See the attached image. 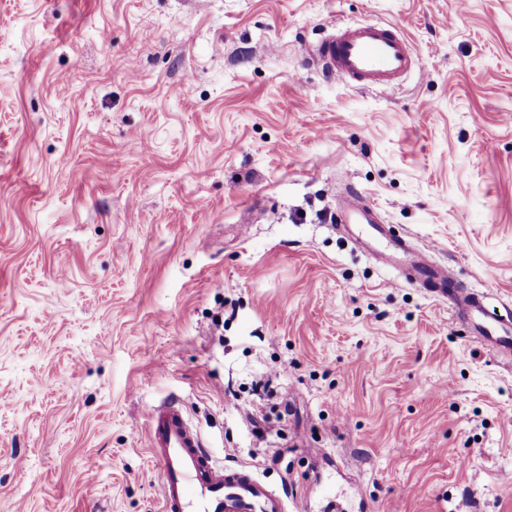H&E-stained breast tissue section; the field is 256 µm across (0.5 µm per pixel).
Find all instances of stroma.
Returning a JSON list of instances; mask_svg holds the SVG:
<instances>
[{
  "label": "stroma",
  "instance_id": "1",
  "mask_svg": "<svg viewBox=\"0 0 512 512\" xmlns=\"http://www.w3.org/2000/svg\"><path fill=\"white\" fill-rule=\"evenodd\" d=\"M368 22L397 88L313 59ZM348 189L512 314V0H0V512H159L166 397L287 512H512V360ZM390 28L381 23L339 28L318 44L323 71L360 89H393L416 62L405 38ZM377 216L378 208L356 191L347 190L340 195L336 227L349 233L352 224H364L357 233L351 232L359 248L385 266L403 260L402 275L406 283L448 301L455 314L470 324L490 350L512 356V319L490 309L483 296L460 287L446 266L437 265L427 255L414 251L405 239L392 235L388 225L379 224Z\"/></svg>",
  "mask_w": 512,
  "mask_h": 512
}]
</instances>
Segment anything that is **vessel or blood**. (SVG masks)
Wrapping results in <instances>:
<instances>
[{"label": "vessel or blood", "instance_id": "b4317fda", "mask_svg": "<svg viewBox=\"0 0 512 512\" xmlns=\"http://www.w3.org/2000/svg\"><path fill=\"white\" fill-rule=\"evenodd\" d=\"M317 58L326 74L361 89H392L416 65L405 38L381 23L339 28L319 43ZM377 216V207L361 194L348 190L340 195L335 220L341 230L353 232L359 248L386 266L404 261L406 283L452 304L490 350L512 356V319L460 287L447 267L392 235ZM145 417L149 454L160 477V512H285L283 495L251 468L214 463L178 400L148 406Z\"/></svg>", "mask_w": 512, "mask_h": 512}]
</instances>
